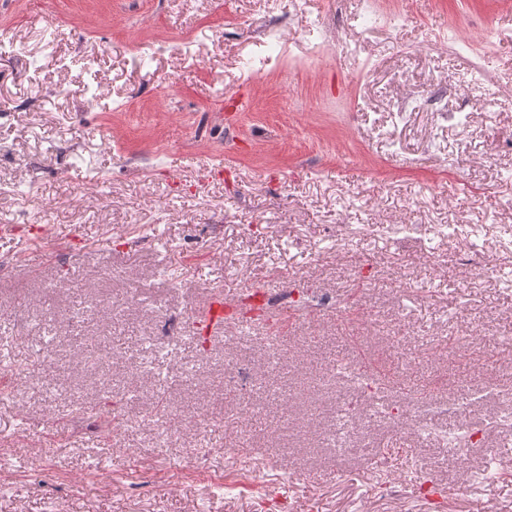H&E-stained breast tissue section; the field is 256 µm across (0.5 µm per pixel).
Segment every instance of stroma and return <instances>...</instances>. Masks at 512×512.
Instances as JSON below:
<instances>
[{
	"label": "stroma",
	"instance_id": "35a3bbf8",
	"mask_svg": "<svg viewBox=\"0 0 512 512\" xmlns=\"http://www.w3.org/2000/svg\"><path fill=\"white\" fill-rule=\"evenodd\" d=\"M413 10L395 28L361 0H50L41 13L0 0L15 39L0 54V341L15 365L0 385V512H268L260 490L224 476L244 428L267 483L299 512H435L418 485L377 496L385 454L450 488L442 512H512V474L469 483L481 459L442 441L460 428L455 414L422 413L416 429L363 419L350 436L366 454L346 461L322 429L337 389L321 373L357 354L384 377L383 404L407 363L421 381L484 370L512 385V0ZM279 21L277 43L266 32ZM436 77L451 85L443 114L416 105ZM393 224L426 225L440 262L394 242ZM475 243L496 277L461 266ZM372 260L373 328L358 341L336 314L316 315L318 340L273 367L271 323L225 326L210 361L193 338L177 341L163 392L139 373L160 323L112 308L135 288L194 317L212 287L229 300L246 282L342 298L354 265ZM463 332L480 353L449 361L420 344ZM393 334L402 346L382 349ZM45 341L62 384L51 365L28 375ZM223 355L253 368L245 397L218 396ZM189 364L201 376L188 388L177 376ZM209 400L237 424L206 432L207 471L184 478L171 470L194 432L148 467L139 454L152 431L116 432L94 412L117 402L174 414Z\"/></svg>",
	"mask_w": 512,
	"mask_h": 512
}]
</instances>
